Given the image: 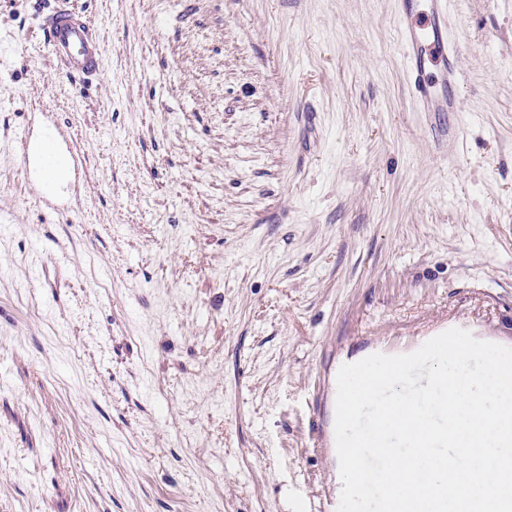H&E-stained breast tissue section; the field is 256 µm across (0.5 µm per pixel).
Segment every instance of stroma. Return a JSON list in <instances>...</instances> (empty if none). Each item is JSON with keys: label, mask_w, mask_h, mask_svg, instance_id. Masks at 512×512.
I'll use <instances>...</instances> for the list:
<instances>
[{"label": "stroma", "mask_w": 512, "mask_h": 512, "mask_svg": "<svg viewBox=\"0 0 512 512\" xmlns=\"http://www.w3.org/2000/svg\"><path fill=\"white\" fill-rule=\"evenodd\" d=\"M55 2L0 0V512H326L343 364L512 347V0H446L454 112L399 0H69L90 84ZM50 57L70 77L92 80L102 66L98 38L82 14L58 2L40 23ZM404 1L410 2L396 12V23L413 96L422 112H454L457 100L448 95V88L456 83L459 45L448 40V14L442 0Z\"/></svg>", "instance_id": "35a3bbf8"}]
</instances>
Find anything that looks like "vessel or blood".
Listing matches in <instances>:
<instances>
[{
	"mask_svg": "<svg viewBox=\"0 0 512 512\" xmlns=\"http://www.w3.org/2000/svg\"><path fill=\"white\" fill-rule=\"evenodd\" d=\"M396 23L421 111H456L457 100L448 90L456 82L459 46L448 39V17L441 0H406L396 13ZM41 27L51 58L70 77L89 81L98 74L102 66L98 38L66 0H59L42 18Z\"/></svg>",
	"mask_w": 512,
	"mask_h": 512,
	"instance_id": "obj_1",
	"label": "vessel or blood"
}]
</instances>
